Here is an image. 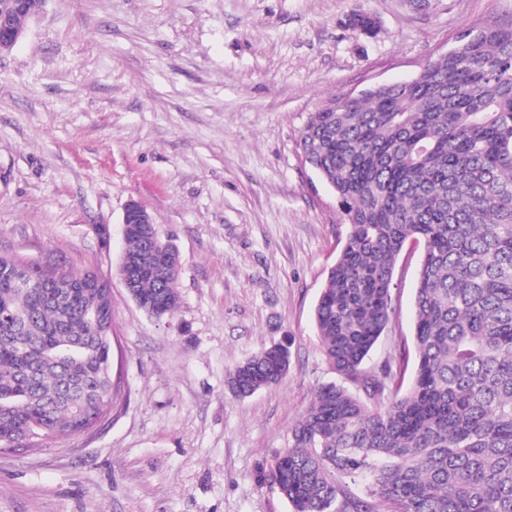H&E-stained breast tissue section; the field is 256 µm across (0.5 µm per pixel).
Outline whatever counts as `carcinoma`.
Wrapping results in <instances>:
<instances>
[{
  "mask_svg": "<svg viewBox=\"0 0 512 512\" xmlns=\"http://www.w3.org/2000/svg\"><path fill=\"white\" fill-rule=\"evenodd\" d=\"M300 148L348 224L315 308L322 352L361 380L369 404L321 387L291 444L254 472L293 512H512V21L469 34L460 56L413 81L336 99ZM133 224L123 258L147 262L129 294L156 318L178 304L175 258ZM421 246L416 368L361 370L393 311L397 259ZM108 284L0 254V447L64 440L101 424L112 401ZM288 345L237 365L246 397L287 375Z\"/></svg>",
  "mask_w": 512,
  "mask_h": 512,
  "instance_id": "carcinoma-1",
  "label": "carcinoma"
}]
</instances>
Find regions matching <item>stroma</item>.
Segmentation results:
<instances>
[{
	"label": "stroma",
	"instance_id": "35a3bbf8",
	"mask_svg": "<svg viewBox=\"0 0 512 512\" xmlns=\"http://www.w3.org/2000/svg\"><path fill=\"white\" fill-rule=\"evenodd\" d=\"M376 21L373 34L351 15ZM512 0H46L0 56V253L91 271L112 293V412L29 451L0 449V512H292L253 473L329 383L314 309L344 244L299 142L329 100L415 77ZM182 259L173 316L119 274L129 201ZM419 254L362 369L414 361ZM287 342L290 369L235 396L228 373Z\"/></svg>",
	"mask_w": 512,
	"mask_h": 512
}]
</instances>
